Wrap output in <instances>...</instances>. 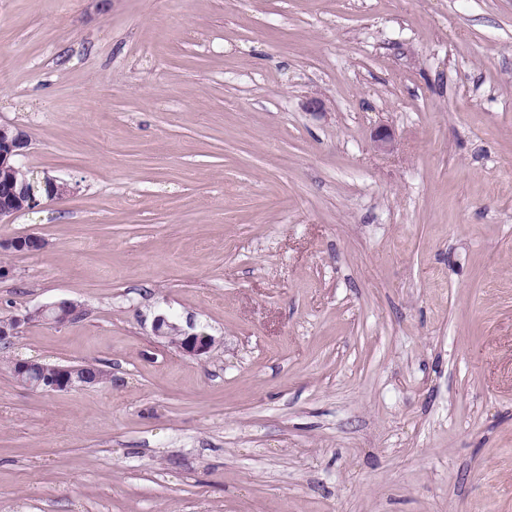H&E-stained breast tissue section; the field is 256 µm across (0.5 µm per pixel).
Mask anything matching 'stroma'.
Returning <instances> with one entry per match:
<instances>
[{"label": "stroma", "mask_w": 512, "mask_h": 512, "mask_svg": "<svg viewBox=\"0 0 512 512\" xmlns=\"http://www.w3.org/2000/svg\"><path fill=\"white\" fill-rule=\"evenodd\" d=\"M0 124V512H512V0H0ZM31 143L30 135L19 127L0 126V220L16 215L17 199L23 198L26 210H34L40 205L38 190L35 186L23 183L17 192L13 186L7 192H1V182H11L19 170L20 158H23ZM18 183L26 179L30 182V172L21 169L17 172ZM74 303L63 300L47 306L36 309L34 312H28L21 315H14L8 319L0 320V344L10 345L23 325L31 322L35 317L44 318L56 324H64L75 320L78 314V307H73ZM64 308L59 310L58 308ZM168 326L171 333L177 336H165L173 337L180 350L188 356H201L209 352L212 346V337L209 335L201 336L199 333H187L181 330L179 327L169 322L166 317L160 316L155 320L154 330L158 336H163L165 333V327ZM38 370L40 373L35 374ZM14 377L21 383L46 392L67 391L76 386L97 384L107 378L103 372H78L71 366H46L45 363L17 359L12 365Z\"/></svg>", "instance_id": "obj_1"}]
</instances>
